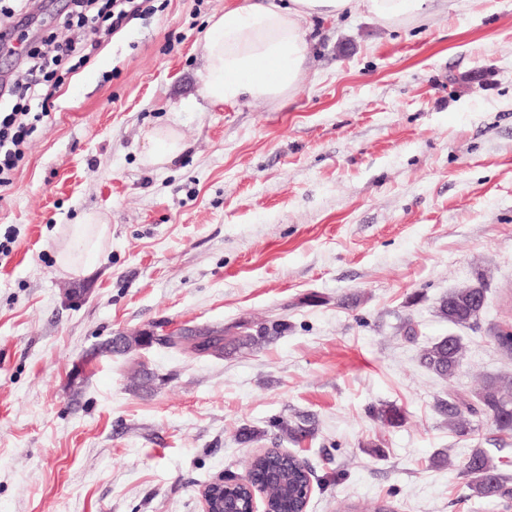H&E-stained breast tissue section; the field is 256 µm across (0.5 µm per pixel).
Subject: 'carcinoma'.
Instances as JSON below:
<instances>
[{"instance_id":"cac0c4a2","label":"carcinoma","mask_w":512,"mask_h":512,"mask_svg":"<svg viewBox=\"0 0 512 512\" xmlns=\"http://www.w3.org/2000/svg\"><path fill=\"white\" fill-rule=\"evenodd\" d=\"M486 307L484 277L477 282L456 288L443 297L437 307L439 316L455 326L470 328L480 321ZM288 331L284 320H272L256 328L240 327L233 336L224 335L221 329L206 331L209 355L220 357L227 350L256 346L268 342ZM496 347L505 354H512V325L490 328ZM163 345L178 352L196 350L189 337L173 331L160 338ZM463 361V344L458 336L443 337L421 351V363L440 378L451 379ZM437 412L448 420V429L466 437L479 430L486 421L495 431L512 437V376L492 375L484 378L480 388L472 395L453 394L439 399ZM369 416L388 425L396 426L403 420L402 411L394 405L373 407ZM272 425L280 437L298 443L312 434L304 421L288 422L276 419ZM307 465L298 456L279 450H266L255 456L250 464L251 486L264 492L271 512H300L304 500L302 490L308 485ZM468 498L512 501V457L494 456L485 448H474L458 464Z\"/></svg>"}]
</instances>
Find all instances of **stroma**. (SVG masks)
Masks as SVG:
<instances>
[{
  "label": "stroma",
  "instance_id": "35a3bbf8",
  "mask_svg": "<svg viewBox=\"0 0 512 512\" xmlns=\"http://www.w3.org/2000/svg\"><path fill=\"white\" fill-rule=\"evenodd\" d=\"M65 2L33 0L0 47L1 82L36 39L82 36L63 30ZM228 2L156 0L30 103L50 117L0 187L16 232L0 260V512H203L205 485L269 448L309 465L307 512H504L462 500L456 464L478 446L511 454L512 438L457 436L436 401L512 375L488 335L512 324V0H434L398 30L358 5L315 22L303 83L277 108L194 97L207 21ZM166 123L187 149L147 167L144 135ZM90 211L108 236L85 275L63 273L58 247ZM480 275L478 326L441 319L439 300ZM277 317L287 333L221 358L156 344L85 360L162 321ZM407 318L416 340L398 331ZM448 335L466 360L446 381L419 353ZM381 404L404 422L372 420ZM276 418L313 433L278 438ZM245 427L262 438L240 441Z\"/></svg>",
  "mask_w": 512,
  "mask_h": 512
}]
</instances>
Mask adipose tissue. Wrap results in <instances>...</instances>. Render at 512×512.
Segmentation results:
<instances>
[{
  "instance_id": "adipose-tissue-1",
  "label": "adipose tissue",
  "mask_w": 512,
  "mask_h": 512,
  "mask_svg": "<svg viewBox=\"0 0 512 512\" xmlns=\"http://www.w3.org/2000/svg\"><path fill=\"white\" fill-rule=\"evenodd\" d=\"M357 2L391 28L406 26L432 8L431 0H230L208 21L200 97L213 105L243 99L283 103L303 82L311 24L339 18ZM144 139L143 161L152 167L170 164L186 149L179 131L167 124L149 130ZM107 234L98 214L84 215L59 248V267L83 275Z\"/></svg>"
}]
</instances>
